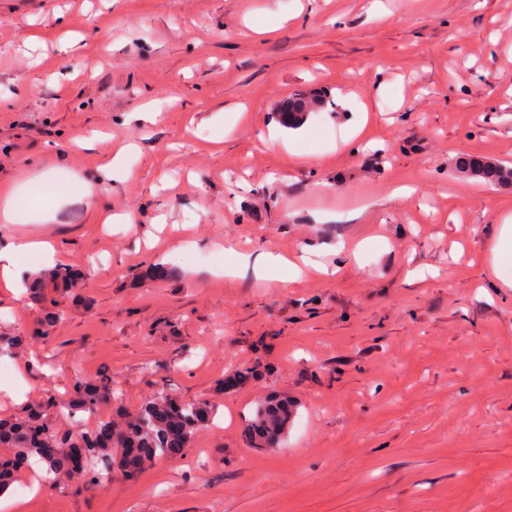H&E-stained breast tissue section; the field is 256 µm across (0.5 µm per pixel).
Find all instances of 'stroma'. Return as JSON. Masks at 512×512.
Wrapping results in <instances>:
<instances>
[{
  "label": "stroma",
  "instance_id": "35a3bbf8",
  "mask_svg": "<svg viewBox=\"0 0 512 512\" xmlns=\"http://www.w3.org/2000/svg\"><path fill=\"white\" fill-rule=\"evenodd\" d=\"M312 86L334 110L281 127ZM460 153L512 166V0H0V251L86 275L46 333L0 281L24 400L68 403L79 365L114 392L85 428L216 407L183 456L12 512H512V189ZM270 252L315 267L285 285ZM269 394L297 407L272 451L245 436ZM455 168L467 179L488 186L512 188V166L479 156L457 157Z\"/></svg>",
  "mask_w": 512,
  "mask_h": 512
}]
</instances>
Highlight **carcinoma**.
<instances>
[{"mask_svg":"<svg viewBox=\"0 0 512 512\" xmlns=\"http://www.w3.org/2000/svg\"><path fill=\"white\" fill-rule=\"evenodd\" d=\"M327 108L326 94L312 89L300 97L280 101L278 116L283 125L296 128L310 114ZM455 168L466 178L488 186L512 188V166L479 156H460ZM85 274L79 269L58 266L37 274L28 285L36 295L47 286L57 293H69L81 287ZM72 410L89 411L111 392L110 383L98 384L79 377L69 388ZM213 413L206 402H184L170 394H161L137 410L125 414L123 422L101 420L94 427L61 430L48 418L47 405L35 403L20 414L0 418V492L14 478L16 465L36 458L45 465L47 477L62 475L90 486L100 469L116 464L129 476L158 459L173 456L189 447L195 433ZM292 419V405L286 398H264L255 403L247 425L255 447L277 446Z\"/></svg>","mask_w":512,"mask_h":512,"instance_id":"obj_1","label":"carcinoma"}]
</instances>
